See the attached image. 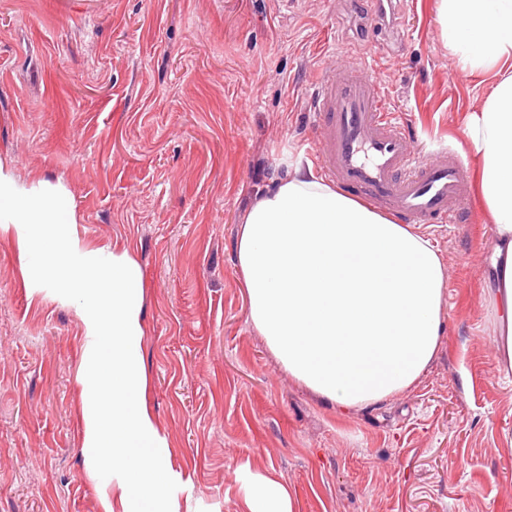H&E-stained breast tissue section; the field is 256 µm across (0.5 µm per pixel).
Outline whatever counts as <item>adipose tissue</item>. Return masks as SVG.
Instances as JSON below:
<instances>
[{"label": "adipose tissue", "mask_w": 512, "mask_h": 512, "mask_svg": "<svg viewBox=\"0 0 512 512\" xmlns=\"http://www.w3.org/2000/svg\"><path fill=\"white\" fill-rule=\"evenodd\" d=\"M436 21L462 69L496 76L465 133L497 237L486 290L495 348L512 368V0H437ZM75 222L61 185L22 190L0 165V225L14 226L23 264L86 298L85 443L112 453L106 512H134L165 497L167 470L166 440L144 401L142 273L127 253L79 248ZM236 263L249 319L279 365L339 411L411 387L437 353L446 284L438 248L318 180L302 160L256 192ZM245 491L247 512H293L275 480Z\"/></svg>", "instance_id": "ef3b65f1"}]
</instances>
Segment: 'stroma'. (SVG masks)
Segmentation results:
<instances>
[{"label":"stroma","mask_w":512,"mask_h":512,"mask_svg":"<svg viewBox=\"0 0 512 512\" xmlns=\"http://www.w3.org/2000/svg\"><path fill=\"white\" fill-rule=\"evenodd\" d=\"M0 0V163L64 186L82 247L143 275L146 402L168 443L159 512H245L242 477L294 512H512V371L483 299L495 237L426 228L447 283L435 358L348 415L280 368L235 264L239 221L289 159L314 162L322 45L366 57L424 149L464 132L494 81L443 44L436 0ZM80 293L24 278L0 230V512H103L87 467Z\"/></svg>","instance_id":"1"}]
</instances>
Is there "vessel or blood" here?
<instances>
[{"label": "vessel or blood", "mask_w": 512, "mask_h": 512, "mask_svg": "<svg viewBox=\"0 0 512 512\" xmlns=\"http://www.w3.org/2000/svg\"><path fill=\"white\" fill-rule=\"evenodd\" d=\"M322 176L373 208L414 225L459 223L471 198L457 154L423 153L393 121L379 81L362 60H329L314 102Z\"/></svg>", "instance_id": "1"}]
</instances>
